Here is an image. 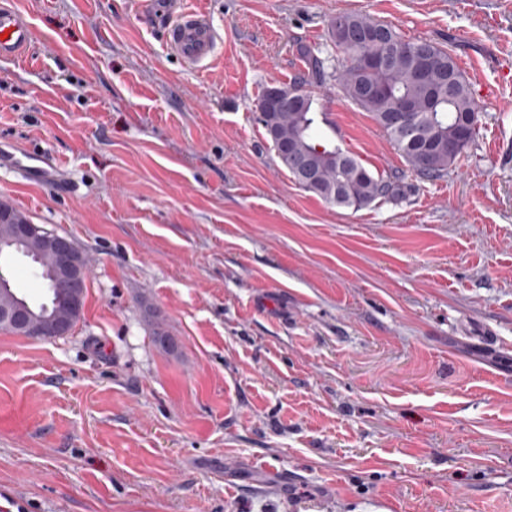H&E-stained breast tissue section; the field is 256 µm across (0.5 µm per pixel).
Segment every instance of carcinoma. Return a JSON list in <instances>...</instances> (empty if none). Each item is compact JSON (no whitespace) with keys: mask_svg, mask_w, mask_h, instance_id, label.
I'll use <instances>...</instances> for the list:
<instances>
[{"mask_svg":"<svg viewBox=\"0 0 512 512\" xmlns=\"http://www.w3.org/2000/svg\"><path fill=\"white\" fill-rule=\"evenodd\" d=\"M363 36L355 45L344 43L343 32ZM334 45L346 55L339 79L346 97L373 114L409 166L423 179L436 180L448 173L474 143L478 131L477 104L467 78L447 48L428 40L404 38L386 22L361 14H338L330 23ZM423 45L435 56L420 68L414 47ZM305 67L285 87L300 96L296 105L265 109L259 116L281 165L305 190L326 203L360 209L388 198L396 181L374 176L352 153L321 144L312 134L313 98L308 87L323 82L332 59L306 48ZM380 56L378 64L364 65L361 58ZM322 146L316 183L303 180L282 156L301 157Z\"/></svg>","mask_w":512,"mask_h":512,"instance_id":"carcinoma-1","label":"carcinoma"}]
</instances>
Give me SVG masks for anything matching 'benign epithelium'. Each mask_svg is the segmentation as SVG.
Segmentation results:
<instances>
[{
  "label": "benign epithelium",
  "mask_w": 512,
  "mask_h": 512,
  "mask_svg": "<svg viewBox=\"0 0 512 512\" xmlns=\"http://www.w3.org/2000/svg\"><path fill=\"white\" fill-rule=\"evenodd\" d=\"M293 103V98L284 95L279 86L271 84L267 91L266 106L284 107ZM8 225L9 232L0 238V256L21 253L33 262L38 258L28 250L29 242L43 237L54 255L50 268L51 288L66 302L67 313L40 314L30 306L26 298L15 293L8 276L0 269V289L13 295L14 304L0 307V320L11 323L20 336H30L35 340H53L70 335L72 322L70 315L80 309L85 291V270L83 254L66 237L27 218L17 219V212L10 205L0 206V225Z\"/></svg>",
  "instance_id": "7a95c632"
}]
</instances>
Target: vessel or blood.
I'll use <instances>...</instances> for the list:
<instances>
[{"label": "vessel or blood", "instance_id": "b4317fda", "mask_svg": "<svg viewBox=\"0 0 512 512\" xmlns=\"http://www.w3.org/2000/svg\"><path fill=\"white\" fill-rule=\"evenodd\" d=\"M164 27L167 47L186 65L203 67L215 54L219 33L207 13L181 10L179 0H172ZM33 40L32 26L9 0H0V60L23 58ZM0 165L19 171L29 181L53 186L62 181L66 171L62 159L39 151L11 152L0 148Z\"/></svg>", "mask_w": 512, "mask_h": 512}]
</instances>
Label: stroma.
<instances>
[{
    "mask_svg": "<svg viewBox=\"0 0 512 512\" xmlns=\"http://www.w3.org/2000/svg\"><path fill=\"white\" fill-rule=\"evenodd\" d=\"M0 141L61 158L0 201L89 261L71 335L0 331V489L29 512H512V0H181L204 72L129 0H12ZM358 13L453 51L479 133L420 178L337 77L318 136L399 193L325 203L257 101ZM8 33V38L1 35ZM34 40L32 26L26 22L8 0L0 5V60H19L31 49ZM170 1L164 20L166 46L186 65L201 68L215 54L219 33L206 12L180 10L179 0Z\"/></svg>",
    "mask_w": 512,
    "mask_h": 512,
    "instance_id": "1",
    "label": "stroma"
}]
</instances>
